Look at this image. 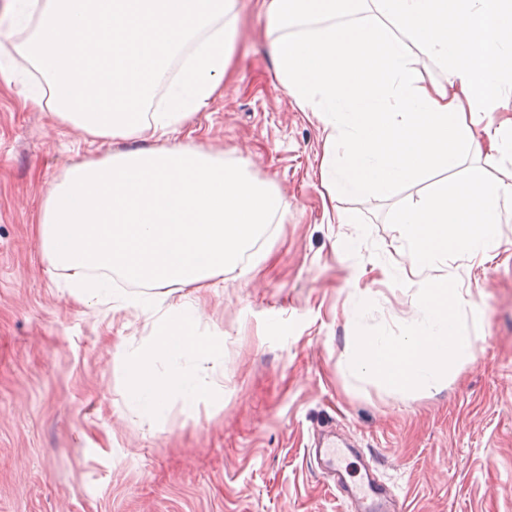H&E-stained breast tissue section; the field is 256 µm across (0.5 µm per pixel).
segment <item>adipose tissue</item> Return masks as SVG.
<instances>
[{"instance_id":"1","label":"adipose tissue","mask_w":512,"mask_h":512,"mask_svg":"<svg viewBox=\"0 0 512 512\" xmlns=\"http://www.w3.org/2000/svg\"><path fill=\"white\" fill-rule=\"evenodd\" d=\"M235 4L8 0L12 24L23 12L39 15L18 46L44 82L30 105L91 137L143 142L70 167L43 201L37 236L78 301L127 305L111 271L158 290L250 273L241 257L281 212L280 196L245 165L163 142L220 91ZM262 9L279 34L270 55L283 94L324 125L330 194L388 198L428 172L466 167L462 181L400 211L398 221L415 271L451 253H486L512 197V183L488 170L512 159V117H498L512 88V0H262ZM360 12L368 20L354 21ZM336 16L343 24L333 25ZM417 50L438 58L447 77L421 79ZM461 301L454 279L425 283L421 328L401 340L349 337L351 369L394 389L437 384L472 352ZM199 320L196 306L162 307L131 364L128 395L141 415L161 414L174 396L190 411L209 393L208 368L222 365L224 339L199 335Z\"/></svg>"}]
</instances>
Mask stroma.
Listing matches in <instances>:
<instances>
[{"label": "stroma", "mask_w": 512, "mask_h": 512, "mask_svg": "<svg viewBox=\"0 0 512 512\" xmlns=\"http://www.w3.org/2000/svg\"><path fill=\"white\" fill-rule=\"evenodd\" d=\"M220 93L179 142L251 174L283 198L282 223L229 271L178 298L204 336L224 339L220 391L194 410L171 398L141 418L126 366L151 336L148 288L133 305L74 299L34 232L49 187L76 164L140 147L101 140L30 109L31 67L0 83V512H350L308 449L334 440L351 470L409 512H512V204L487 254L448 255L409 274L397 211L460 180L431 173L388 199L337 197L320 181L322 123L279 89L258 0H237ZM458 281L472 356L440 386L393 391L347 365L348 338L411 334L423 284Z\"/></svg>", "instance_id": "35a3bbf8"}]
</instances>
